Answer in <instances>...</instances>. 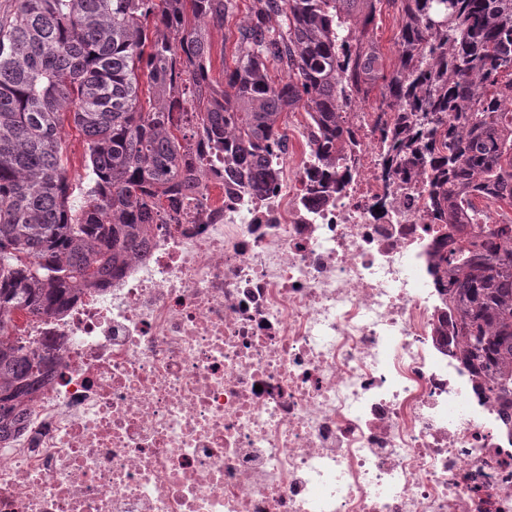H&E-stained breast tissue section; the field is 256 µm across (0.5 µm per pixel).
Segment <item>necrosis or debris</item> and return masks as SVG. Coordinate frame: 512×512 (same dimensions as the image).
<instances>
[{
	"instance_id": "necrosis-or-debris-1",
	"label": "necrosis or debris",
	"mask_w": 512,
	"mask_h": 512,
	"mask_svg": "<svg viewBox=\"0 0 512 512\" xmlns=\"http://www.w3.org/2000/svg\"><path fill=\"white\" fill-rule=\"evenodd\" d=\"M340 191L207 157L105 287L17 334L54 363L0 436V512H512V423L457 357L424 178L359 95Z\"/></svg>"
}]
</instances>
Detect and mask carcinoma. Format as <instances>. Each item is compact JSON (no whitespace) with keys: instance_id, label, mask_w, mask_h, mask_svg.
Returning a JSON list of instances; mask_svg holds the SVG:
<instances>
[{"instance_id":"cac0c4a2","label":"carcinoma","mask_w":512,"mask_h":512,"mask_svg":"<svg viewBox=\"0 0 512 512\" xmlns=\"http://www.w3.org/2000/svg\"><path fill=\"white\" fill-rule=\"evenodd\" d=\"M400 6L386 71L371 37L378 5ZM234 0H17L0 21V433L35 391L46 358L11 314L59 311L120 272L188 172L224 154L259 193L277 178L283 114L301 105L320 157L352 131L353 82H381L401 113L392 160L429 178L433 219L451 225L434 273L448 277L459 359L512 403V235L468 237L473 193L512 205V0H253L234 66L211 75L210 33ZM282 15L285 25L270 20ZM286 79L276 83L269 66ZM86 136L87 184L64 167V123Z\"/></svg>"}]
</instances>
